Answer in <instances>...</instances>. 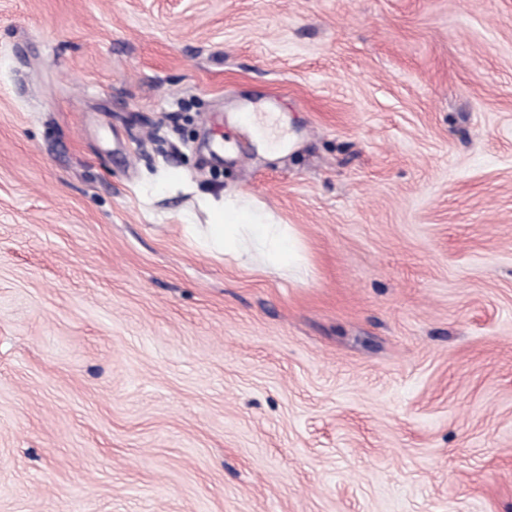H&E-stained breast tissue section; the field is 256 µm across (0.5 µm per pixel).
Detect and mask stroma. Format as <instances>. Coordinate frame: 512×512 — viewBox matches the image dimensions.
Instances as JSON below:
<instances>
[{"mask_svg": "<svg viewBox=\"0 0 512 512\" xmlns=\"http://www.w3.org/2000/svg\"><path fill=\"white\" fill-rule=\"evenodd\" d=\"M0 512H512V0H0ZM206 205L213 214L222 216L225 224H190L186 229L201 239L209 251L230 254L243 266H249L255 255H261L270 272L288 271V277L302 279V258L292 225L279 224L270 212L256 210L239 195L210 198Z\"/></svg>", "mask_w": 512, "mask_h": 512, "instance_id": "35a3bbf8", "label": "stroma"}]
</instances>
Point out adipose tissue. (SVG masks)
<instances>
[{"instance_id": "1", "label": "adipose tissue", "mask_w": 512, "mask_h": 512, "mask_svg": "<svg viewBox=\"0 0 512 512\" xmlns=\"http://www.w3.org/2000/svg\"><path fill=\"white\" fill-rule=\"evenodd\" d=\"M206 205L213 214L220 216V223L191 224L187 230L201 239L209 251L232 255L244 266L260 255L269 271H285L289 276L299 277L302 258L291 225L278 223L274 215L257 210L239 195L210 199Z\"/></svg>"}]
</instances>
